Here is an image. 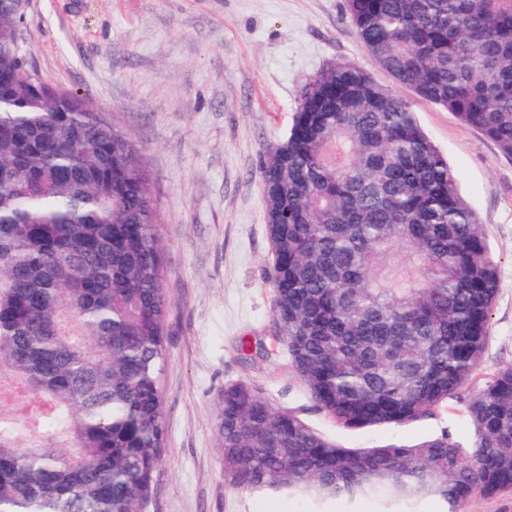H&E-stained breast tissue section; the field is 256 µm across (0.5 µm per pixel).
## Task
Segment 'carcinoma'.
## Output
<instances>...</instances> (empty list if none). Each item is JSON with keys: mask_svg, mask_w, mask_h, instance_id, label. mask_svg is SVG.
<instances>
[{"mask_svg": "<svg viewBox=\"0 0 512 512\" xmlns=\"http://www.w3.org/2000/svg\"><path fill=\"white\" fill-rule=\"evenodd\" d=\"M393 83L336 62L301 88L260 179L290 372L346 429L435 415L474 378L497 265L405 86L512 157V0H346ZM0 0V512H146L165 451L170 305L135 141L26 74ZM476 434L344 448L248 382L224 386L229 482L319 502L512 492V364L469 399Z\"/></svg>", "mask_w": 512, "mask_h": 512, "instance_id": "1", "label": "carcinoma"}]
</instances>
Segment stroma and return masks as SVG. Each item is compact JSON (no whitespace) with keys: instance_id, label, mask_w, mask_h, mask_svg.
<instances>
[{"instance_id":"obj_1","label":"stroma","mask_w":512,"mask_h":512,"mask_svg":"<svg viewBox=\"0 0 512 512\" xmlns=\"http://www.w3.org/2000/svg\"><path fill=\"white\" fill-rule=\"evenodd\" d=\"M26 43L45 80L77 92L139 148L161 219L172 298L163 381L166 451L147 512H398L391 498L319 504L232 486L219 447L225 384L247 381L347 448L474 439L466 403L512 363V158L451 112L413 110L484 226L499 284L476 376L448 409L405 426L345 430L276 350L259 166L284 140L303 84L353 62L378 73L344 0H30ZM272 350L269 358L261 350Z\"/></svg>"}]
</instances>
